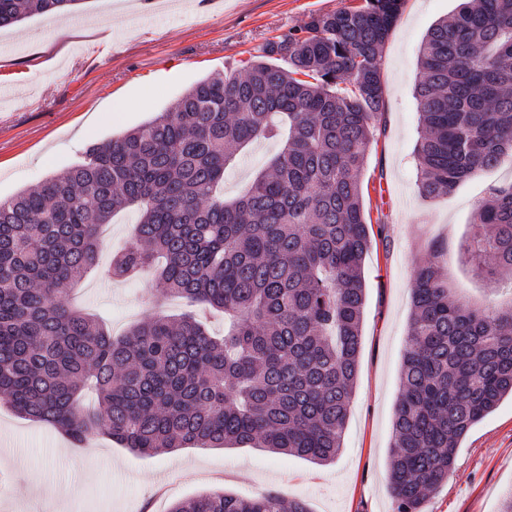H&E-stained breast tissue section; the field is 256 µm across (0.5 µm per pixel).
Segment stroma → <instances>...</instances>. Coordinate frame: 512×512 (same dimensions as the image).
I'll use <instances>...</instances> for the list:
<instances>
[{"instance_id":"1","label":"stroma","mask_w":512,"mask_h":512,"mask_svg":"<svg viewBox=\"0 0 512 512\" xmlns=\"http://www.w3.org/2000/svg\"><path fill=\"white\" fill-rule=\"evenodd\" d=\"M351 0H84L78 12L37 16L0 29V199L63 173L85 147L168 110L193 84L257 54L269 39L297 30L310 15ZM456 0H406L382 53L381 132L363 172L372 248L364 261L362 343L349 420L333 463L317 466L263 448H180L143 457L107 436L76 446L53 426L21 418L0 403V440L26 468L0 461V512H170L180 501L223 490L249 497L273 490L310 512H394L388 488L390 445L407 349L414 271L433 245L448 250V283L475 308L512 303V268L483 281L463 257L476 203L490 186L512 181V160L461 182L453 193L422 197L414 148L421 133L414 99L418 54L429 27ZM125 98L128 107L112 104ZM279 145L257 140L224 174L237 197L267 168ZM135 212L102 229L96 265L69 293L72 305L119 336L157 312L178 314L151 269L113 280L112 256L134 242ZM512 490V401L476 425L448 480L422 512H500Z\"/></svg>"}]
</instances>
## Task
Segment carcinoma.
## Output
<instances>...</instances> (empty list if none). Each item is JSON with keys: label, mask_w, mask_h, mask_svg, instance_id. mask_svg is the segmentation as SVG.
<instances>
[{"label": "carcinoma", "mask_w": 512, "mask_h": 512, "mask_svg": "<svg viewBox=\"0 0 512 512\" xmlns=\"http://www.w3.org/2000/svg\"><path fill=\"white\" fill-rule=\"evenodd\" d=\"M80 0H0V27ZM405 0L313 14L242 68L191 86L165 112L86 147L67 172L0 200V401L73 444L104 434L143 456L249 445L326 465L341 448L357 372L372 239L362 176L384 109L380 60ZM417 187L433 198L512 155V0H459L419 49ZM258 139L280 152L242 197L224 169ZM138 213L121 279L156 265L163 292L221 309L156 315L114 337L70 307L98 229ZM465 251L487 282L512 268V182L475 209ZM447 253L415 271L389 488L421 512L468 433L512 399V305L453 297ZM86 388L98 405L85 410ZM170 512H310L268 490L213 491Z\"/></svg>", "instance_id": "1"}]
</instances>
